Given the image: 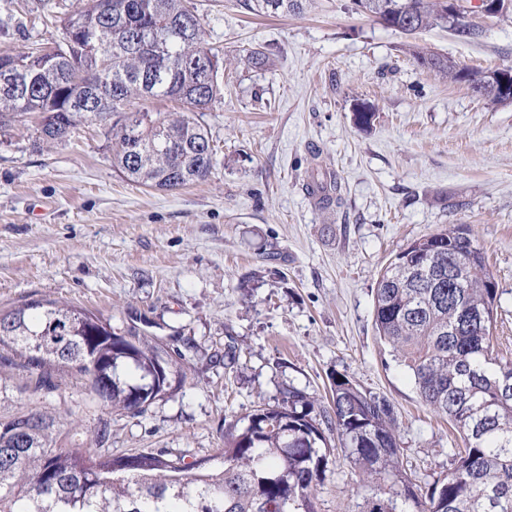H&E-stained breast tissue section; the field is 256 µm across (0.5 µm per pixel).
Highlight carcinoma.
Masks as SVG:
<instances>
[{"label": "carcinoma", "instance_id": "obj_1", "mask_svg": "<svg viewBox=\"0 0 512 512\" xmlns=\"http://www.w3.org/2000/svg\"><path fill=\"white\" fill-rule=\"evenodd\" d=\"M112 16L94 19L104 2ZM250 12L300 10L305 0H238ZM358 10L406 34L448 26L443 0H355ZM88 25L49 49L16 54L27 62L17 78L22 97L0 92V128L36 120L39 140L68 138L99 123L112 140V165L129 180L174 190L206 179L216 145L196 118L220 95L219 52L206 46L193 0H79ZM418 64L494 104L507 96L471 83L448 57L408 45ZM98 69L95 88L75 69ZM182 111L155 112L156 101ZM494 277L477 241L462 226L411 243L381 272L374 327L381 343L410 371L422 401L448 418L464 448L425 493L400 468L399 422L390 402L347 376L332 377L326 408L290 387L281 403L260 405L230 428L216 464L201 470L166 450L114 456L102 451L105 426L73 449L48 408L19 402L28 375L46 399L69 379L109 413L139 415L185 373L131 324L113 327L70 302L31 298L0 307V512H312L319 480L337 434L346 456L377 485L360 512H512V361L494 354Z\"/></svg>", "mask_w": 512, "mask_h": 512}]
</instances>
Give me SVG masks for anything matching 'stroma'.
<instances>
[{
    "label": "stroma",
    "instance_id": "stroma-1",
    "mask_svg": "<svg viewBox=\"0 0 512 512\" xmlns=\"http://www.w3.org/2000/svg\"><path fill=\"white\" fill-rule=\"evenodd\" d=\"M76 5L0 0V52L60 39ZM196 7L225 60L224 96L199 116L218 148L211 174L155 190L113 168L103 126L46 145L30 121L13 123L0 133V306L44 296L117 328L147 321L186 377L144 414L110 416L113 454L165 448L207 461L256 406L291 386L326 400L343 373L390 401L403 469L433 483L462 440L377 338L376 283L415 240L466 227L497 288L494 350L512 358V102L421 68L407 46L475 70L510 67L512 9L469 12L477 34L461 38L440 26L406 35L354 0L274 16L237 0ZM254 48L270 67L242 64ZM357 102L375 113L370 129L353 122ZM321 171L341 185L329 208L307 192ZM51 405L93 436L101 410L81 384ZM368 492L338 448L310 501L313 512H358Z\"/></svg>",
    "mask_w": 512,
    "mask_h": 512
}]
</instances>
